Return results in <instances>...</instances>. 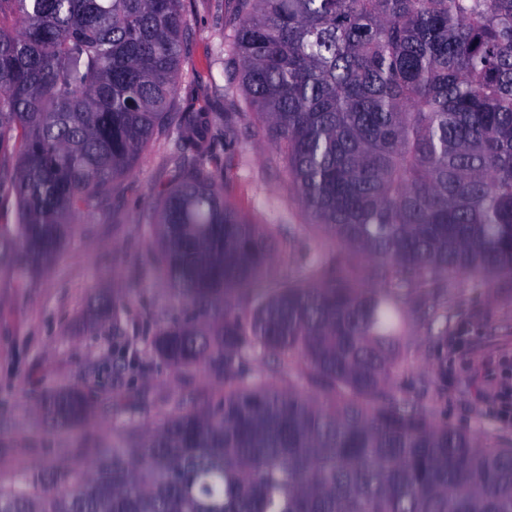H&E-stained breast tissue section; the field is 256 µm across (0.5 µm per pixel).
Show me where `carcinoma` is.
Here are the masks:
<instances>
[{"mask_svg": "<svg viewBox=\"0 0 512 512\" xmlns=\"http://www.w3.org/2000/svg\"><path fill=\"white\" fill-rule=\"evenodd\" d=\"M181 2L0 0V200L16 208L0 265L45 270L175 133L150 239L185 305L152 345L224 393L48 488L0 484V512H512V447L478 448L393 378L406 313L444 347V281L512 275V0H224L219 76L237 72L241 98L220 112L200 104L212 73L172 111ZM249 114L336 250L301 253L310 281L237 300L279 247L224 202ZM100 315L125 335L119 299ZM113 356L143 366L128 342ZM57 415L81 427L85 395Z\"/></svg>", "mask_w": 512, "mask_h": 512, "instance_id": "cac0c4a2", "label": "carcinoma"}]
</instances>
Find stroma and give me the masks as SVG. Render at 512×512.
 I'll return each mask as SVG.
<instances>
[{"mask_svg":"<svg viewBox=\"0 0 512 512\" xmlns=\"http://www.w3.org/2000/svg\"><path fill=\"white\" fill-rule=\"evenodd\" d=\"M223 9L222 0L187 5L189 54L181 90L205 77L216 59L224 41L217 22ZM172 149L171 136H156L108 208L82 218L46 272L22 278L0 269V483L23 475L48 486L55 468L75 462L91 466L93 450L133 438L215 392V381L203 372L151 356L140 370L116 372L117 339L96 316L101 300L120 297L128 338L145 348L157 325L181 312L171 286L153 272L148 233L156 194L168 184ZM235 161L238 178L225 194L227 204L272 228L278 238L294 230L307 246L318 247L322 235L291 191L285 161L246 122ZM305 274L296 256L280 253L253 289L267 296ZM471 282L468 275L448 281L458 319L447 353L431 342L426 326L409 321L402 340L405 362L394 376L398 387L408 390L447 365L445 393L428 389L426 403L481 448H499L512 443V423L500 420L492 404L500 390L512 387V280L499 279L490 289ZM84 388L90 391V416L76 434L61 424L49 399Z\"/></svg>","mask_w":512,"mask_h":512,"instance_id":"stroma-1","label":"stroma"}]
</instances>
